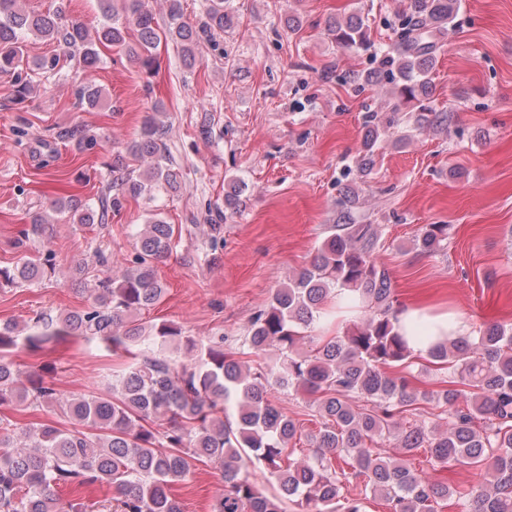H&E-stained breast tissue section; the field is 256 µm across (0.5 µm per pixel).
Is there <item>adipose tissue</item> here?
Wrapping results in <instances>:
<instances>
[{
	"label": "adipose tissue",
	"mask_w": 512,
	"mask_h": 512,
	"mask_svg": "<svg viewBox=\"0 0 512 512\" xmlns=\"http://www.w3.org/2000/svg\"><path fill=\"white\" fill-rule=\"evenodd\" d=\"M399 328L415 353L427 354L437 340L463 336L469 324L461 313L427 305H410L398 316Z\"/></svg>",
	"instance_id": "adipose-tissue-1"
}]
</instances>
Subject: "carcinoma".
<instances>
[{
    "mask_svg": "<svg viewBox=\"0 0 512 512\" xmlns=\"http://www.w3.org/2000/svg\"><path fill=\"white\" fill-rule=\"evenodd\" d=\"M226 0H209L204 17L184 20L181 0H169L168 23L158 31L150 0H101L104 23L89 37L85 26L65 18L64 9L48 14L27 12L20 0H0V72L15 73L24 43L33 35L79 54L84 68L100 60L99 48L124 46L130 56L152 68L151 49L160 39L180 46L183 61L196 64L197 51L233 15ZM457 9L456 0H409L392 49L365 84L386 79L393 92L413 104L410 116L418 129L448 122L425 101L440 38ZM137 43L127 44L129 30ZM328 35L339 44L368 51L373 47L361 15L329 22ZM80 104L98 105L100 93L82 83ZM367 112L357 160L359 172L375 164V150L391 125ZM156 113L145 116L132 155L150 159L136 175L113 178L97 201L71 198L51 208L74 224H108L123 208L126 194L152 199L179 188V172ZM358 195L349 191L344 211L310 264L277 289L245 327L250 354L268 361L252 364L224 348V338L207 345L183 335L171 324L146 327L139 315L159 304L166 292L155 263L173 252L172 225L153 219L136 241L135 267L98 281L90 303L81 310L40 316L23 336L11 322L0 323V408L52 406L70 426L53 422L19 427L0 417V512H87L81 489L94 484L115 491L114 512H182L171 492L186 480L194 463H212L222 472L224 493L212 512H366L373 501L384 512H439L448 501L458 512H512V329L487 327L478 336H450L431 347L426 363L415 369L416 356L398 332L392 282L375 255L378 224H351L349 211ZM49 234L37 212L20 231L18 245ZM448 243V225L428 224L417 239L418 250L434 254ZM51 253L28 256L13 268H0V282L31 284L52 271ZM345 296V307L369 312L342 334L304 351L331 295ZM65 337L97 340L129 358L112 375L106 394L67 395L50 373L19 380L10 353L17 347L37 352ZM183 352L175 365L167 349ZM432 372L439 388L421 387L419 375ZM288 389L311 399L314 428L280 411L271 400ZM446 419L444 428L429 424L427 406ZM410 407L420 420L402 427L398 418ZM396 435L389 453L386 439ZM305 439L310 449L299 458L291 443ZM437 465L458 462L487 468V478L457 491L432 482L414 466L419 450ZM260 471L277 489L266 493L253 477ZM360 486L356 495L344 485ZM76 497L62 506L58 492Z\"/></svg>",
    "mask_w": 512,
    "mask_h": 512,
    "instance_id": "carcinoma-1",
    "label": "carcinoma"
}]
</instances>
